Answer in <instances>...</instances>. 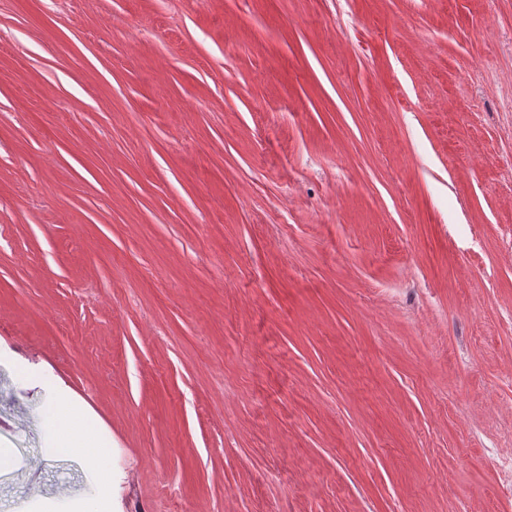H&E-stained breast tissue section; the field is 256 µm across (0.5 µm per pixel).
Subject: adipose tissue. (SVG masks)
Wrapping results in <instances>:
<instances>
[{
  "label": "adipose tissue",
  "instance_id": "adipose-tissue-1",
  "mask_svg": "<svg viewBox=\"0 0 512 512\" xmlns=\"http://www.w3.org/2000/svg\"><path fill=\"white\" fill-rule=\"evenodd\" d=\"M53 423L57 426L56 452L60 455L72 451L80 452L86 467L96 474L100 481H107L108 468L105 450L96 427L88 422L76 423L71 408L55 404Z\"/></svg>",
  "mask_w": 512,
  "mask_h": 512
}]
</instances>
